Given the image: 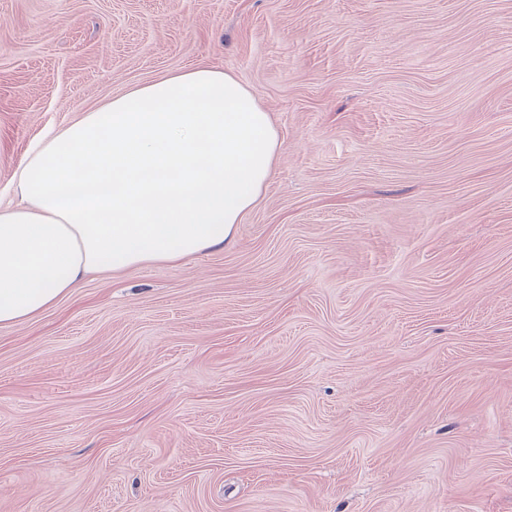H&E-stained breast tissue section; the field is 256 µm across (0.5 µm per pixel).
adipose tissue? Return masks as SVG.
Listing matches in <instances>:
<instances>
[{
	"label": "adipose tissue",
	"instance_id": "adipose-tissue-1",
	"mask_svg": "<svg viewBox=\"0 0 512 512\" xmlns=\"http://www.w3.org/2000/svg\"><path fill=\"white\" fill-rule=\"evenodd\" d=\"M270 115L201 64L130 88L45 135L0 207V325L33 318L84 276L223 247L273 175Z\"/></svg>",
	"mask_w": 512,
	"mask_h": 512
}]
</instances>
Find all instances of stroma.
<instances>
[{
	"label": "stroma",
	"mask_w": 512,
	"mask_h": 512,
	"mask_svg": "<svg viewBox=\"0 0 512 512\" xmlns=\"http://www.w3.org/2000/svg\"><path fill=\"white\" fill-rule=\"evenodd\" d=\"M199 64L274 174L224 248L0 326V512H512V0H0V204Z\"/></svg>",
	"instance_id": "1"
}]
</instances>
